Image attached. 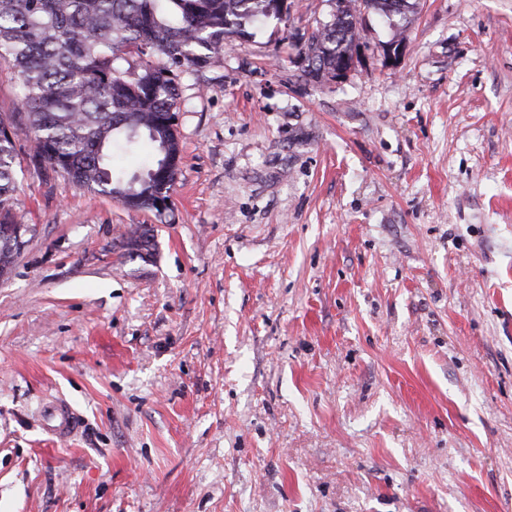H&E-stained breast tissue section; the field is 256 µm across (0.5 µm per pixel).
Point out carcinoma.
<instances>
[{
    "label": "carcinoma",
    "mask_w": 512,
    "mask_h": 512,
    "mask_svg": "<svg viewBox=\"0 0 512 512\" xmlns=\"http://www.w3.org/2000/svg\"><path fill=\"white\" fill-rule=\"evenodd\" d=\"M304 45L303 73L318 77L352 59L360 41L357 0ZM393 22L402 41L418 0H364ZM269 20L287 22L274 0H0V62L24 89L21 112L0 119V223L14 219V159L21 138L72 183L139 211L159 212L175 177L162 178L180 153L170 120L179 109L178 72L210 65L234 39ZM136 53L137 68L116 65ZM145 140L152 163L114 170V152ZM21 248L0 234V278Z\"/></svg>",
    "instance_id": "obj_1"
}]
</instances>
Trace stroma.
Here are the masks:
<instances>
[{
    "instance_id": "obj_1",
    "label": "stroma",
    "mask_w": 512,
    "mask_h": 512,
    "mask_svg": "<svg viewBox=\"0 0 512 512\" xmlns=\"http://www.w3.org/2000/svg\"><path fill=\"white\" fill-rule=\"evenodd\" d=\"M290 2L180 73L165 213L22 141L0 512H512V0H419L394 70L362 13L330 84Z\"/></svg>"
}]
</instances>
